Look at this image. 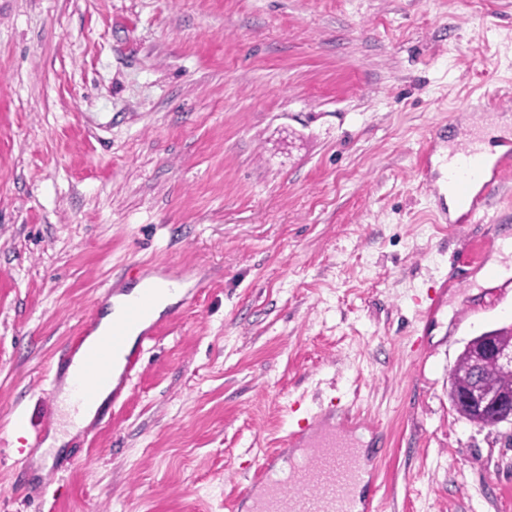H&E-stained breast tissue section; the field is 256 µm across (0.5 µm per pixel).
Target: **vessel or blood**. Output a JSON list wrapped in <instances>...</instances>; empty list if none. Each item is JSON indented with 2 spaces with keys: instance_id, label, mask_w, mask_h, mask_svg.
I'll list each match as a JSON object with an SVG mask.
<instances>
[{
  "instance_id": "1",
  "label": "vessel or blood",
  "mask_w": 512,
  "mask_h": 512,
  "mask_svg": "<svg viewBox=\"0 0 512 512\" xmlns=\"http://www.w3.org/2000/svg\"><path fill=\"white\" fill-rule=\"evenodd\" d=\"M511 166L512 156L507 154L486 162L480 141L475 138L457 153L455 163L442 179L430 182L429 189L434 196L449 197L456 209L474 218L486 213L502 173ZM158 292V286L147 284L127 305L122 319L113 324L101 348L89 354L76 383L80 402H91L98 388L108 381L112 362L123 351L127 327L147 317ZM362 474L353 448L330 431L319 434L312 446L293 460L289 470L265 459L240 494L257 495L255 512H355L354 488Z\"/></svg>"
}]
</instances>
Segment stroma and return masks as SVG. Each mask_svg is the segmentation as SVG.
I'll return each instance as SVG.
<instances>
[{
  "mask_svg": "<svg viewBox=\"0 0 512 512\" xmlns=\"http://www.w3.org/2000/svg\"><path fill=\"white\" fill-rule=\"evenodd\" d=\"M445 121L446 150L512 140V0H0V512H251L311 416L385 440L379 512H512V426L448 399L512 325V172L439 223ZM138 262L186 294L111 421L44 457L53 358ZM491 337L498 343L509 344L512 340V327H502L499 329L484 332L480 336L475 337L469 341L463 351L459 354L452 379L450 376V383L448 388V397L451 399L454 397L455 388L458 391H465L470 385V372L474 361L475 351L477 345L481 343L485 338Z\"/></svg>",
  "mask_w": 512,
  "mask_h": 512,
  "instance_id": "1",
  "label": "stroma"
}]
</instances>
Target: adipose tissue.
<instances>
[{
	"label": "adipose tissue",
	"mask_w": 512,
	"mask_h": 512,
	"mask_svg": "<svg viewBox=\"0 0 512 512\" xmlns=\"http://www.w3.org/2000/svg\"><path fill=\"white\" fill-rule=\"evenodd\" d=\"M138 293V288L134 287L110 297L97 329L88 336L81 350L72 360L60 395L61 407L66 414L69 433L73 434L87 427L94 420L100 406L103 405L112 391L111 386H102L95 402L81 405L76 400L73 385L88 354L99 346L102 338L111 331L113 320L120 318L126 304L134 299Z\"/></svg>",
	"instance_id": "adipose-tissue-1"
}]
</instances>
